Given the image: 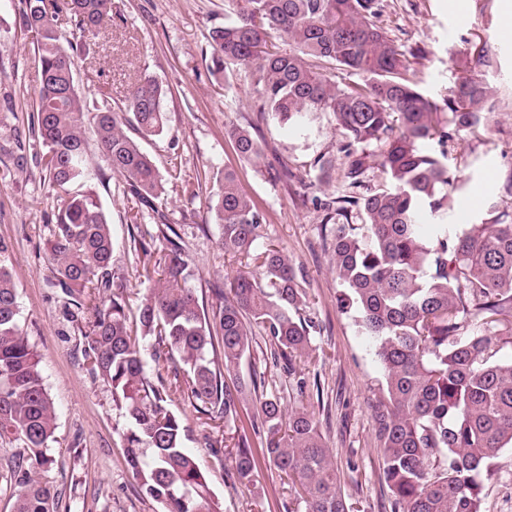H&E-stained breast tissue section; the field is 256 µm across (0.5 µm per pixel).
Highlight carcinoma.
Returning <instances> with one entry per match:
<instances>
[{
  "instance_id": "1",
  "label": "carcinoma",
  "mask_w": 512,
  "mask_h": 512,
  "mask_svg": "<svg viewBox=\"0 0 512 512\" xmlns=\"http://www.w3.org/2000/svg\"><path fill=\"white\" fill-rule=\"evenodd\" d=\"M382 8V0H224V25L210 31L205 62L215 74L249 77L257 111L281 121L330 113L346 139L351 185H362L370 157L386 175L362 197L326 204L329 221L348 218L352 206L362 216L360 224L332 226L333 259L346 288L341 306L355 308L364 333L376 339L383 380L373 421L383 476L394 512H484L482 480L512 445V359L495 358L498 344H512V213L448 235L445 189L455 178L422 143L485 130L488 87L473 74L459 78L445 102L448 124H441L440 106L377 24ZM112 13L113 0H24L20 18L38 56L36 159L59 198L46 259L69 315L89 327L82 354L90 372L126 417L121 438L132 475L162 512H220L169 402L180 393L230 429L253 397L268 461L294 489L288 512H354L314 413L301 403L284 414L278 399L258 394L264 381L256 371L241 374L251 325L290 370L310 351L315 324L303 314L305 295L288 255L274 246L254 252L264 217L234 172L199 173L185 192L193 199L217 185L208 209L220 244L254 269L237 272L225 291L213 289L217 303L207 311L182 245L165 234L157 279L137 314L112 291L114 240L85 184L87 133L130 194L153 210L168 181L180 179L162 178L138 141L166 126L164 89L152 76H142L121 105L88 97L74 82L75 58L89 53L88 36ZM337 66L359 81L337 85L330 77ZM225 134L242 158H261L262 141L248 127L231 121ZM8 253L0 239V441L16 444L0 457V478L15 496L14 512H56L57 494L41 477L55 462V408L21 324ZM472 320L480 330L467 335ZM145 343L154 361L174 363L172 378L146 375ZM218 346L221 363L211 357ZM255 469L249 438L239 434L233 477L253 487Z\"/></svg>"
}]
</instances>
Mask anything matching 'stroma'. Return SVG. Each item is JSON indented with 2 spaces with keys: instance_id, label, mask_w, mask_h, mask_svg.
Segmentation results:
<instances>
[{
  "instance_id": "stroma-1",
  "label": "stroma",
  "mask_w": 512,
  "mask_h": 512,
  "mask_svg": "<svg viewBox=\"0 0 512 512\" xmlns=\"http://www.w3.org/2000/svg\"><path fill=\"white\" fill-rule=\"evenodd\" d=\"M118 18L102 30L92 53L74 69L78 88L97 98L121 101L141 75L167 91L165 133L143 140L161 173L180 172L168 185L161 210L189 258L193 285L204 307L214 287L240 269L225 255L206 194L189 198L183 181L198 173L231 169L265 216L259 247L283 248L306 294V314L316 324L312 350L295 372L273 364L267 339L255 334L251 362L265 377L264 393L284 407L305 404L338 466L344 494L355 512H392L393 496L382 474L372 405L382 378L374 342L356 312L342 311V287L331 262V234L323 222L325 203L348 193L345 141L326 112L295 125L256 112L254 95L241 78L223 81L207 69L209 32L224 23V0H114ZM383 0L382 25L415 70L422 88L443 100L463 71L489 85L493 117L479 136L430 140L425 151L445 154L459 187L450 194L448 230L462 233L457 214L488 217L491 208L512 211V44L499 42L505 29L503 0ZM22 0H0V238L10 245L8 267L18 288L20 319L41 359V371L56 410V462L43 477L59 495L57 512H159L144 496L126 463L120 431L126 420L110 393L95 380L82 355L81 326L69 322L63 295L45 258L57 194L34 155L29 131L34 108L35 54L18 23ZM235 120L252 126L265 142L259 160L242 159L224 134ZM329 165L321 178L319 162ZM287 163L294 182L277 181ZM91 186L112 224V267L117 289L137 309L142 283L152 273V254L163 245L154 213L141 206L114 176L97 143H90ZM306 379L305 396L296 382ZM171 409L183 421V444L197 457L222 512H286L288 486L280 480L252 435L256 489L231 479L232 467L214 450L224 427L199 413L193 402L174 396ZM482 483L485 512H512V446L494 461Z\"/></svg>"
}]
</instances>
